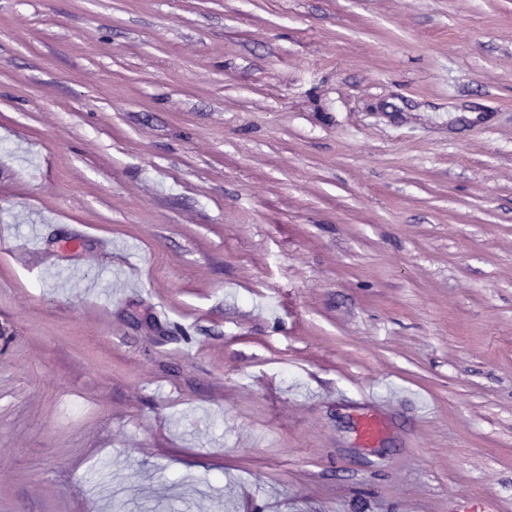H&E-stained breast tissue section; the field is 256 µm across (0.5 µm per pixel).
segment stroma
I'll return each instance as SVG.
<instances>
[{
    "instance_id": "obj_1",
    "label": "stroma",
    "mask_w": 512,
    "mask_h": 512,
    "mask_svg": "<svg viewBox=\"0 0 512 512\" xmlns=\"http://www.w3.org/2000/svg\"><path fill=\"white\" fill-rule=\"evenodd\" d=\"M468 497L512 512V0H0V512Z\"/></svg>"
}]
</instances>
